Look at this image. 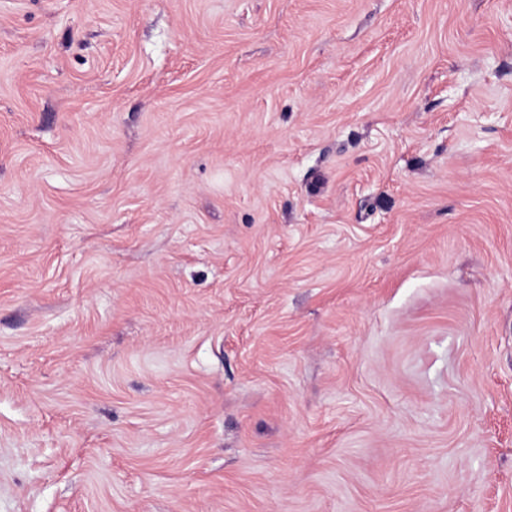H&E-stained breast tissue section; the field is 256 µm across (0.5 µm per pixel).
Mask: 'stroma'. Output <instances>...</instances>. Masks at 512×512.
Wrapping results in <instances>:
<instances>
[{"label":"stroma","instance_id":"35a3bbf8","mask_svg":"<svg viewBox=\"0 0 512 512\" xmlns=\"http://www.w3.org/2000/svg\"><path fill=\"white\" fill-rule=\"evenodd\" d=\"M0 512H512V0H0Z\"/></svg>","mask_w":512,"mask_h":512}]
</instances>
